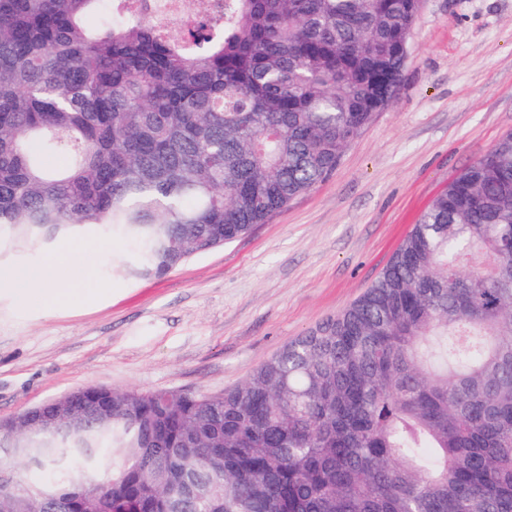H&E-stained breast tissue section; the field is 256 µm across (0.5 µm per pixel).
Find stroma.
Here are the masks:
<instances>
[{"mask_svg":"<svg viewBox=\"0 0 512 512\" xmlns=\"http://www.w3.org/2000/svg\"><path fill=\"white\" fill-rule=\"evenodd\" d=\"M512 133V0H422L393 101L313 190L159 278L85 227L113 297L43 315L0 288V419L80 387L203 394L360 297L433 198Z\"/></svg>","mask_w":512,"mask_h":512,"instance_id":"obj_1","label":"stroma"}]
</instances>
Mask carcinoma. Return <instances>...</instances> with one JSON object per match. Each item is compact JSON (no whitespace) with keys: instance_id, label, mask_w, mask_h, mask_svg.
I'll return each mask as SVG.
<instances>
[{"instance_id":"1","label":"carcinoma","mask_w":512,"mask_h":512,"mask_svg":"<svg viewBox=\"0 0 512 512\" xmlns=\"http://www.w3.org/2000/svg\"><path fill=\"white\" fill-rule=\"evenodd\" d=\"M0 0V228L85 224L161 276L332 174L389 104L416 0ZM112 391L33 430L0 512H512V134L353 303L221 393ZM48 473L40 483L23 467ZM189 0H163L151 1L161 2L163 7H156L154 15L163 22L174 21L183 23L191 17L189 10L183 7L184 2Z\"/></svg>"}]
</instances>
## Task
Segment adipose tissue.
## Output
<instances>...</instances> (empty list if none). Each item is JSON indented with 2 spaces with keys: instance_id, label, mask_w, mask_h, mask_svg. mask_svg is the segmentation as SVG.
I'll return each instance as SVG.
<instances>
[{
  "instance_id": "adipose-tissue-1",
  "label": "adipose tissue",
  "mask_w": 512,
  "mask_h": 512,
  "mask_svg": "<svg viewBox=\"0 0 512 512\" xmlns=\"http://www.w3.org/2000/svg\"><path fill=\"white\" fill-rule=\"evenodd\" d=\"M99 244L92 238L61 241L43 261L7 275L19 302L53 314L91 303L105 290L98 281L94 261Z\"/></svg>"
}]
</instances>
